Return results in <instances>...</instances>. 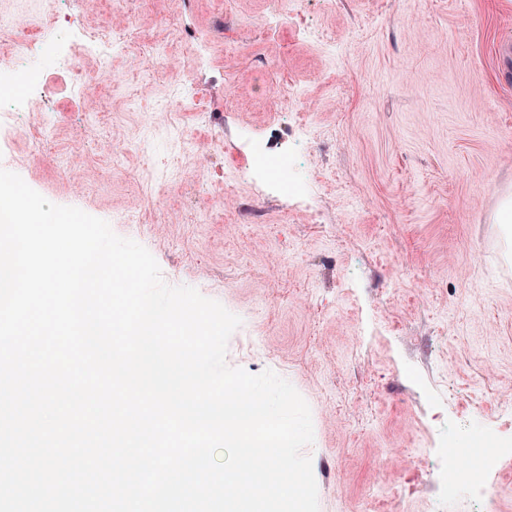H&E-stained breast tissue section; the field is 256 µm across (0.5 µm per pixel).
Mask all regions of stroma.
<instances>
[{
	"mask_svg": "<svg viewBox=\"0 0 512 512\" xmlns=\"http://www.w3.org/2000/svg\"><path fill=\"white\" fill-rule=\"evenodd\" d=\"M0 13L96 85L86 97L45 65L0 169L113 221L166 283L240 317L227 364L274 371L310 407L319 512H512V460L487 474L485 505L446 496L453 472L437 465L478 435L512 448V230L498 221L512 0H0ZM108 27L163 53L77 48ZM157 105L197 142L174 166L175 141L148 130ZM32 124L50 152L31 149ZM247 138L289 153L304 205L247 180Z\"/></svg>",
	"mask_w": 512,
	"mask_h": 512,
	"instance_id": "stroma-1",
	"label": "stroma"
}]
</instances>
